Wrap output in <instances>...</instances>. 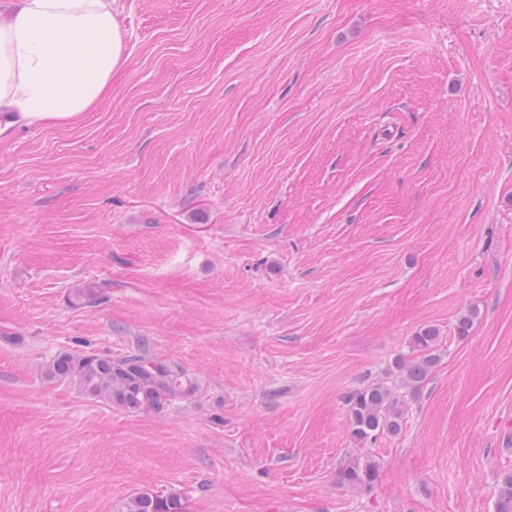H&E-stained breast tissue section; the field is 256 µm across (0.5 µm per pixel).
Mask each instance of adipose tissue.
<instances>
[{
    "mask_svg": "<svg viewBox=\"0 0 512 512\" xmlns=\"http://www.w3.org/2000/svg\"><path fill=\"white\" fill-rule=\"evenodd\" d=\"M113 0H19L0 15V142L17 125H71L124 62Z\"/></svg>",
    "mask_w": 512,
    "mask_h": 512,
    "instance_id": "adipose-tissue-1",
    "label": "adipose tissue"
}]
</instances>
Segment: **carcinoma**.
I'll return each instance as SVG.
<instances>
[{
  "mask_svg": "<svg viewBox=\"0 0 512 512\" xmlns=\"http://www.w3.org/2000/svg\"><path fill=\"white\" fill-rule=\"evenodd\" d=\"M476 317L477 310L472 309L458 319V339L469 337ZM439 341L435 327H424L412 336L408 356L395 360V368L411 389H420L439 362ZM42 374L49 381L69 383L89 397L131 413L160 411L199 390L197 378L184 366L152 356L144 342L116 359L88 351L61 352L46 363ZM346 405L350 437L357 444L401 429L402 415L391 388L383 382L350 393ZM377 475L375 462L356 456L343 466L339 478L347 487L363 488ZM117 512H185V506L178 491L163 496L142 490L119 504ZM495 512H512V476L504 478L499 487Z\"/></svg>",
  "mask_w": 512,
  "mask_h": 512,
  "instance_id": "carcinoma-1",
  "label": "carcinoma"
}]
</instances>
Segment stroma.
<instances>
[{
    "mask_svg": "<svg viewBox=\"0 0 512 512\" xmlns=\"http://www.w3.org/2000/svg\"><path fill=\"white\" fill-rule=\"evenodd\" d=\"M116 6L109 97L0 142V512H116L144 489L186 512H494L512 0ZM426 326L440 360L414 392L394 361ZM143 341L199 392L130 413L41 374ZM378 381L401 430L355 443L346 397ZM356 455L370 488L339 481Z\"/></svg>",
    "mask_w": 512,
    "mask_h": 512,
    "instance_id": "stroma-1",
    "label": "stroma"
}]
</instances>
